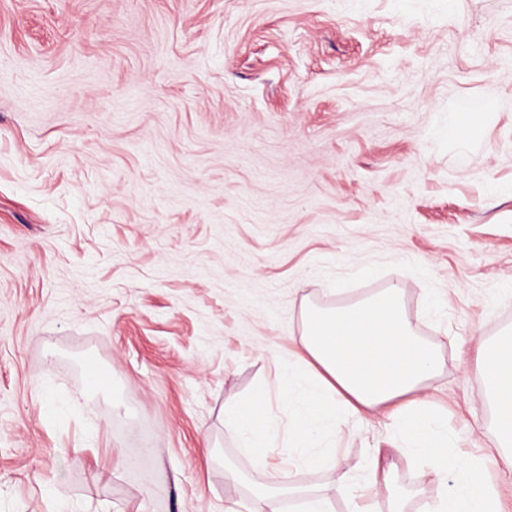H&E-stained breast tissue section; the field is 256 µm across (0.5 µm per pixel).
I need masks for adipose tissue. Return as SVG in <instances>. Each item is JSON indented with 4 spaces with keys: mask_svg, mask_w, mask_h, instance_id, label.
I'll return each mask as SVG.
<instances>
[{
    "mask_svg": "<svg viewBox=\"0 0 512 512\" xmlns=\"http://www.w3.org/2000/svg\"><path fill=\"white\" fill-rule=\"evenodd\" d=\"M475 362L491 388L494 436L501 446L512 448V336L480 347ZM440 367L438 352L416 335L397 288L346 307H310L295 360L288 366L289 374L301 380L299 388L288 391L294 405L290 447L330 467L344 484L349 472L331 440L350 421L380 417L398 426L402 451L427 463L436 476H452L453 489L440 512H502V489L483 480L482 465L448 471L443 452L447 429L418 396ZM264 400L259 393L225 409L226 424L257 455L266 454L277 440V422L264 413Z\"/></svg>",
    "mask_w": 512,
    "mask_h": 512,
    "instance_id": "adipose-tissue-1",
    "label": "adipose tissue"
}]
</instances>
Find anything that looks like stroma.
I'll return each mask as SVG.
<instances>
[{"instance_id":"35a3bbf8","label":"stroma","mask_w":512,"mask_h":512,"mask_svg":"<svg viewBox=\"0 0 512 512\" xmlns=\"http://www.w3.org/2000/svg\"><path fill=\"white\" fill-rule=\"evenodd\" d=\"M395 285L449 466L497 476L462 363L512 329V0H0V512H249L273 466L388 512L378 451L434 512L394 429L337 433L350 488L288 446L306 307ZM260 391L255 458L224 407ZM366 469L369 474L367 482L362 487V495L373 499L378 497L380 484L382 483L386 490L390 487V467H383L377 455H373L366 463Z\"/></svg>"}]
</instances>
